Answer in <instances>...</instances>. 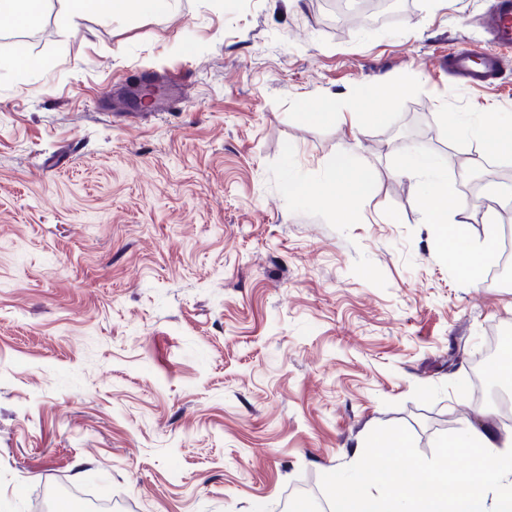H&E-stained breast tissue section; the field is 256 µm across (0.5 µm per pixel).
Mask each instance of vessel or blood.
<instances>
[{"mask_svg":"<svg viewBox=\"0 0 512 512\" xmlns=\"http://www.w3.org/2000/svg\"><path fill=\"white\" fill-rule=\"evenodd\" d=\"M486 28L490 34L489 46L463 47L448 54L449 74L465 86H486L497 80L504 54L512 51V0H494ZM190 77V72L178 70L149 75L144 82L181 93Z\"/></svg>","mask_w":512,"mask_h":512,"instance_id":"obj_1","label":"vessel or blood"}]
</instances>
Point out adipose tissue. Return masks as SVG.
Instances as JSON below:
<instances>
[{
    "mask_svg": "<svg viewBox=\"0 0 512 512\" xmlns=\"http://www.w3.org/2000/svg\"><path fill=\"white\" fill-rule=\"evenodd\" d=\"M175 0H63L56 12L59 27L69 28L75 16L92 13L159 16L168 13ZM450 133L478 141L485 152L512 158V120L486 117L464 123L453 121ZM403 172L420 178L419 191L426 223L438 225L439 241L454 265L470 284H479L485 264L496 252V235H487L479 248H462V226L454 215L467 211L466 197L448 190V174L427 154H411ZM289 195L308 197L323 204L336 194L352 199L373 192L370 176L360 170L351 152H341L328 182L318 189L301 180L288 181ZM452 453L466 456L460 469L445 468L440 461L407 458L391 472L375 470L362 450H354L356 488L344 500L340 512H512V433L502 434L487 426H468L454 437Z\"/></svg>",
    "mask_w": 512,
    "mask_h": 512,
    "instance_id": "obj_1",
    "label": "adipose tissue"
}]
</instances>
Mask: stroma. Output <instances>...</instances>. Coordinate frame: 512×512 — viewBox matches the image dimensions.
I'll list each match as a JSON object with an SVG mask.
<instances>
[{
  "label": "stroma",
  "mask_w": 512,
  "mask_h": 512,
  "mask_svg": "<svg viewBox=\"0 0 512 512\" xmlns=\"http://www.w3.org/2000/svg\"><path fill=\"white\" fill-rule=\"evenodd\" d=\"M176 0L163 16L63 29L0 19V512H277L300 484L329 512L361 436L438 455L491 397L468 386L512 287H471L426 223L410 153L486 186L512 158L451 139L446 116L512 117V53L467 90L449 50L487 46L493 0ZM188 67L186 103L113 107L119 82ZM387 122L318 125L310 102ZM351 150L372 178L353 223L288 196ZM399 86L393 81H382L376 85L370 86L366 90V99L373 105L367 112H352L357 114V118L364 124H380L388 120L389 113L385 112L386 105L393 100Z\"/></svg>",
  "instance_id": "stroma-1"
}]
</instances>
